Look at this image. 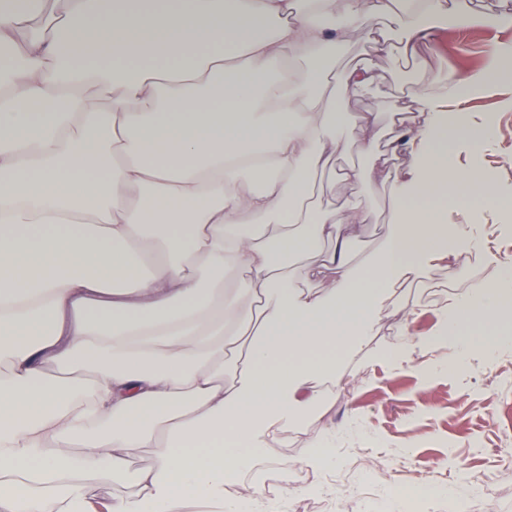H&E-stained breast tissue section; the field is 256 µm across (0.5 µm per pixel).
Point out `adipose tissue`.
Masks as SVG:
<instances>
[{"label":"adipose tissue","mask_w":512,"mask_h":512,"mask_svg":"<svg viewBox=\"0 0 512 512\" xmlns=\"http://www.w3.org/2000/svg\"><path fill=\"white\" fill-rule=\"evenodd\" d=\"M508 30L512 9L449 0H67L0 9V512H283L254 484L225 487L252 452L367 385L344 368L400 282L477 245L450 221L496 180L453 152L493 136L467 105L512 82V41L465 76L413 84L419 120L378 151L383 115L348 116L370 64L336 71L345 39L417 56L447 17ZM389 187V230L349 253L372 205L312 201V172L351 141ZM409 167L396 174L394 161ZM280 225L273 240L266 227ZM243 274L241 308L224 273ZM512 287L448 299L437 331L373 364L448 345L494 355ZM473 320L480 339L463 335ZM151 461L139 465L142 456ZM131 491L104 498L103 478Z\"/></svg>","instance_id":"obj_1"}]
</instances>
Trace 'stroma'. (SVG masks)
Wrapping results in <instances>:
<instances>
[{
  "mask_svg": "<svg viewBox=\"0 0 512 512\" xmlns=\"http://www.w3.org/2000/svg\"><path fill=\"white\" fill-rule=\"evenodd\" d=\"M508 39L512 30L462 28L450 19L418 57L402 60L395 52L376 51L364 32H353L336 55V67L372 62L377 83L366 98L345 102L344 108L357 115L390 102L399 119L415 122L417 114L402 95L407 85L429 81L438 72L466 74L485 64L494 42ZM470 108L477 119H493L496 136L479 153L459 154L457 162L463 168L478 166L512 192V165L505 161L512 155V88L476 98ZM337 163L364 168L363 179L347 186L337 181L335 168L324 170L314 179L315 198L321 207L334 209L354 196L371 197L375 219L352 245L353 257L359 260L379 245L386 232L388 195L368 175L369 161L359 146H350ZM465 213L468 223L477 225L486 239V250L443 262L398 288L397 310L376 328L374 345L390 339L406 309L412 312L410 335H432L449 296L466 293L476 282L499 279L512 266V212L473 205ZM369 375L364 388L337 397L322 424H309L303 437L289 443L287 454L270 456L269 464L299 457L307 441L326 426L336 431L335 462L326 468V475L374 481L370 494L360 497L357 512H400L395 489L422 479L441 489L430 512H467L473 475L487 483V501L495 512H512V469L503 468L498 456L499 450L512 449V345L490 359L475 355L462 366L455 365L451 347L424 348L411 363H384ZM371 453L387 457L389 469L369 475L359 470V463Z\"/></svg>",
  "mask_w": 512,
  "mask_h": 512,
  "instance_id": "1",
  "label": "stroma"
}]
</instances>
